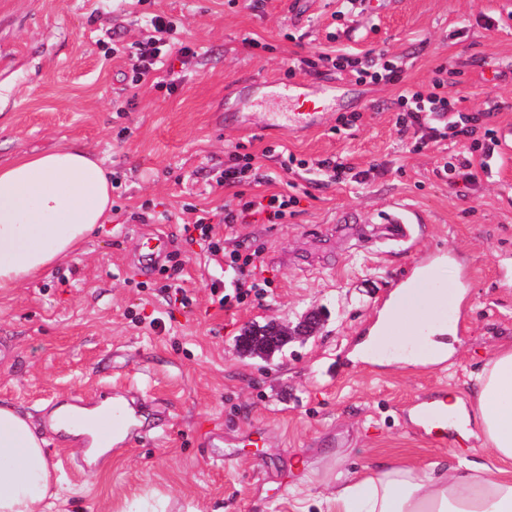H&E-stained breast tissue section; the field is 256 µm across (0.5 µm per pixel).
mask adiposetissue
<instances>
[{
    "label": "adipose tissue",
    "instance_id": "1",
    "mask_svg": "<svg viewBox=\"0 0 512 512\" xmlns=\"http://www.w3.org/2000/svg\"><path fill=\"white\" fill-rule=\"evenodd\" d=\"M112 208L111 173L82 146L25 154L0 165V289L35 279L74 254ZM409 308L385 307L372 337L400 340L410 366L437 365L445 327L431 307L456 300L450 288H404ZM448 428L477 436L489 458L454 455L422 469L384 463L337 478L335 512H512V344L498 348L477 376L473 406L448 398ZM47 441L29 416L0 404V512H54L67 500L50 467Z\"/></svg>",
    "mask_w": 512,
    "mask_h": 512
}]
</instances>
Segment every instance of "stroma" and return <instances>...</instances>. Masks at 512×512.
Masks as SVG:
<instances>
[{
  "label": "stroma",
  "mask_w": 512,
  "mask_h": 512,
  "mask_svg": "<svg viewBox=\"0 0 512 512\" xmlns=\"http://www.w3.org/2000/svg\"><path fill=\"white\" fill-rule=\"evenodd\" d=\"M396 2L377 17L339 18L337 0H0V165L76 142L120 181L107 223L78 253L0 290V403L30 415L46 438L71 489L68 512H121L155 494L169 498V512H299L303 499L309 512H333L337 475L448 457L406 416L443 386L471 402L475 374L512 342V146L499 147L490 176L449 185L437 170L461 142L414 152L395 129L394 103L403 86H429L443 65L460 110L511 128L512 0ZM155 15L179 22L172 64L157 72L175 76L172 94L148 82L131 90L128 57L112 51L143 40ZM484 15L498 26L485 28ZM332 45L386 51L403 67L402 84L331 70L340 87L329 110L359 114L356 126L262 128L267 113L288 109L276 82L316 83L293 65ZM130 98L133 108L120 111ZM226 112L240 113V128L224 126ZM269 146L309 161L336 157L364 180L331 183L297 169L276 183L304 186L294 216L239 226L224 242L260 251L268 297L223 309L210 285L234 273L223 259L206 260L184 227L204 211L221 224L235 194L215 182L228 151L259 155L273 171ZM394 202L423 218L414 249L385 235L381 218ZM156 232L167 252L147 269L137 249ZM447 254L430 285L465 279L463 298L431 317L454 327L445 337L454 356L424 367L353 359L398 284L418 262ZM174 287L192 297L189 307L168 303ZM314 307L327 313L317 336L268 360L238 354L246 325L293 322ZM104 394L129 402L138 423L111 460L91 465L51 415ZM258 427L264 446L235 449L226 462L205 446L212 433L237 441ZM298 465L314 474L302 492L291 488Z\"/></svg>",
  "instance_id": "1"
}]
</instances>
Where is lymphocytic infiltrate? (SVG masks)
Listing matches in <instances>:
<instances>
[{
  "mask_svg": "<svg viewBox=\"0 0 512 512\" xmlns=\"http://www.w3.org/2000/svg\"><path fill=\"white\" fill-rule=\"evenodd\" d=\"M150 25L153 29L152 35L135 43L129 54L131 84L135 87L153 76L164 56L170 36L176 31L174 22L160 15L153 16ZM319 59L335 70L355 72L359 80L364 82L397 84L402 80V67L382 51L359 57L334 50L320 53ZM446 72V67H437L431 91L413 89L409 94L400 95L398 98L403 110L397 114L395 125L399 133H415L414 151H422L430 143L450 135L469 137L472 123L482 118L478 112L467 114L457 110L455 101L445 95L444 87L448 83ZM485 137L484 144L467 146L464 156H451L442 166V176L451 184L469 185L477 180L479 172L489 171L490 161L500 140L496 130L492 128L486 129ZM217 182L237 189L245 183L257 188L256 193L250 195L238 190L235 203L225 205L224 226L230 230L240 224L284 223L299 203L297 195L266 191L265 186L270 179L268 175L261 173L256 157L251 153H229ZM184 230L187 235L195 236L197 243L210 256H223L225 264L237 275L232 283V292L220 297L221 307L229 308L233 304L244 303L251 296L259 300L265 298L271 282L256 276L258 252L238 248L223 251L211 219L205 215L197 216L193 223L185 225Z\"/></svg>",
  "mask_w": 512,
  "mask_h": 512,
  "instance_id": "lymphocytic-infiltrate-1",
  "label": "lymphocytic infiltrate"
}]
</instances>
